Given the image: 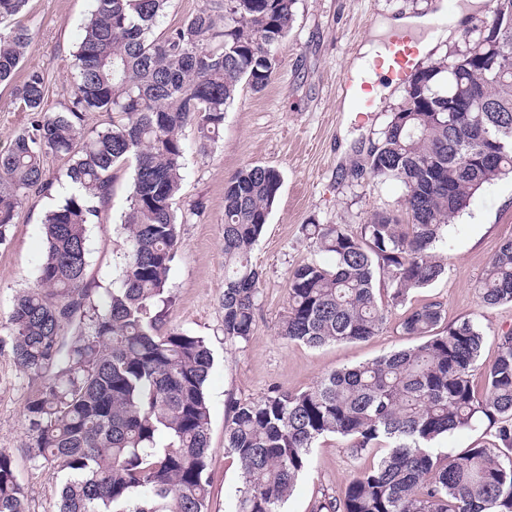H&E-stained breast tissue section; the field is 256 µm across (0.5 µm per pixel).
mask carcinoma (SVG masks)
<instances>
[{
	"label": "carcinoma",
	"mask_w": 512,
	"mask_h": 512,
	"mask_svg": "<svg viewBox=\"0 0 512 512\" xmlns=\"http://www.w3.org/2000/svg\"><path fill=\"white\" fill-rule=\"evenodd\" d=\"M170 0H93L71 54L74 80L62 112L45 109L47 77L27 68L13 88L30 126L0 151V246L18 210L44 193L47 157L67 160L71 192L44 221L46 251L36 285L19 293L4 329L13 362L43 380L26 400L27 447L58 488V512H209L213 364L203 339L162 329L167 282L180 247L176 199L192 125L208 154L241 84L272 80L274 49L296 0H203L161 35ZM28 0H0V20ZM512 0H492L491 19L466 35L450 61L411 76L403 103L370 151L369 170L404 189L410 218L382 211L360 231L308 224L331 264L305 263L288 276L278 335L320 347L382 332L389 309L446 273L437 253L451 219L483 186L512 175ZM30 28L0 27V84L28 56ZM464 96L469 109L455 108ZM107 126L87 128L89 114ZM494 152V160L484 159ZM133 169L124 215L126 251L116 281L98 301L86 281L87 225L112 192V172ZM278 169L248 165L224 184V341L253 334L261 272L251 261L278 199ZM481 305L512 303V237L502 240L478 284ZM441 303L408 310L401 333L421 340L352 368L336 369L299 392L271 390L232 401L224 448L242 485L236 512H282L311 448L327 435L359 454L383 445L376 465L355 474L314 512H512V332L476 390L484 330L472 320L443 325ZM74 329L71 339L65 330ZM486 438L455 455L434 442L473 422ZM0 512H27L11 456L0 450Z\"/></svg>",
	"instance_id": "cac0c4a2"
}]
</instances>
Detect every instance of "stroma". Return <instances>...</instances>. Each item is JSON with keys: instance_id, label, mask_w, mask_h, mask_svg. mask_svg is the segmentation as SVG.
Listing matches in <instances>:
<instances>
[{"instance_id": "stroma-1", "label": "stroma", "mask_w": 512, "mask_h": 512, "mask_svg": "<svg viewBox=\"0 0 512 512\" xmlns=\"http://www.w3.org/2000/svg\"><path fill=\"white\" fill-rule=\"evenodd\" d=\"M438 0H297L286 37L274 51L275 75L261 92L241 86L224 113V125L208 155L196 149V130L181 132L185 169L176 209L181 247L168 287L173 302L166 327L205 338L214 357L206 383L210 407L209 508L235 512L242 483L237 459L224 447L225 410L233 400H256L277 387L302 391L335 369L368 362L389 351L414 346L399 323L406 310L437 300L446 323L476 320L485 331L483 364H491L502 332L512 330V304L482 307L475 291L500 242L512 237V178L485 185L448 226L439 249L444 277L416 290L392 309L385 329L366 341L310 347L278 335L287 311L288 275L304 263L329 257L308 239L309 224H342L359 231L373 213L405 215L398 182H379L368 170V155L401 103L403 90L391 87L373 111H343L338 82L351 70L361 44L380 18L432 12ZM92 0H29L27 24L33 32L29 65L47 75L46 107L63 111L69 99L71 54ZM250 164L277 168L282 187L251 260L262 272L256 325L248 341L224 340V182ZM66 160L47 159L50 193L23 204L7 245L0 247V322L17 292L33 287L45 245L43 221L65 196ZM131 168L114 170L112 196L99 223L88 225L86 280L96 293L111 287L125 248L121 229L128 209ZM40 385L14 365L10 347L0 342V450L9 452L27 496L28 512H58L59 500L48 473L25 445L23 408ZM374 448L354 455L336 436L321 438L308 473L286 502L285 512H313L321 494L339 493L359 470L381 456Z\"/></svg>"}]
</instances>
